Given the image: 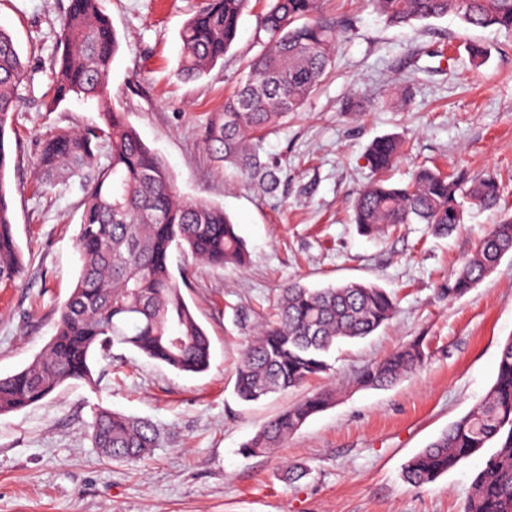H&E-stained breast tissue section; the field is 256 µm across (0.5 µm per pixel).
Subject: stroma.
Wrapping results in <instances>:
<instances>
[{
	"label": "stroma",
	"instance_id": "35a3bbf8",
	"mask_svg": "<svg viewBox=\"0 0 512 512\" xmlns=\"http://www.w3.org/2000/svg\"><path fill=\"white\" fill-rule=\"evenodd\" d=\"M67 3L0 0V27L28 68L6 175L26 267L17 281L0 282L2 377L45 347L80 269V180L49 183L36 168L44 138L100 121L91 101L45 107L56 19ZM200 3L102 0L121 42L109 75L113 108L164 160L182 197L224 208L250 252L242 268L172 258L210 339V367L182 373L116 347L96 358L92 382H67L38 405L0 415V512H462L487 452L421 487L407 483L402 468L485 396L512 338V254L464 296L448 294L452 271L512 211V33L453 16L393 26L366 0H325L324 14L351 26L318 90L263 143L281 165L272 197L224 171L203 142L212 115L266 46L267 2L251 0L222 64L187 81L177 75L179 31ZM474 43L489 52L479 66L468 52ZM392 134L406 148L391 182H406L420 164L454 174L465 188L491 173L501 185L499 208L468 210L445 238L423 224L383 239L359 235L351 214L373 177L366 149ZM294 281L374 283L395 294L397 314L373 335L340 344L329 373L240 403L233 386L242 351ZM418 338L429 353L420 371L387 389L358 385L364 368ZM323 389L335 390L334 403L281 447L241 454L265 422ZM103 408L153 422L158 447L133 464L106 456L91 429ZM292 463L305 464L308 475L289 480Z\"/></svg>",
	"mask_w": 512,
	"mask_h": 512
}]
</instances>
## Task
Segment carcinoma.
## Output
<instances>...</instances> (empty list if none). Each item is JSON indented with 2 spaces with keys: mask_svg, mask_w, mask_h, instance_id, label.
Masks as SVG:
<instances>
[{
  "mask_svg": "<svg viewBox=\"0 0 512 512\" xmlns=\"http://www.w3.org/2000/svg\"><path fill=\"white\" fill-rule=\"evenodd\" d=\"M392 25L453 15L466 26L512 31V0H369ZM250 0H202L180 30L177 74H208L235 43ZM320 0H268L261 28L268 49L254 58L224 109L212 115L204 144L214 161L264 195L280 185V165L264 155L269 131L299 111L330 72L348 24L318 16ZM61 51L51 67L49 108L71 100L95 102L103 124L64 130L45 139L37 166L46 176L65 169L81 181L82 214L76 249L80 271L58 310L44 351L19 372L0 377V415L36 405L69 380L91 382V357L130 347L185 373L209 368L211 344L170 269L173 252L222 267L249 262L245 241L220 206L177 193L166 163L142 140L125 113L112 107L108 75L119 39L101 0H69L59 17ZM27 66L11 34L0 27V282L18 279L24 256L17 243L5 180L11 163L9 121L21 103ZM106 162H99L102 150ZM401 153L396 136L374 140L366 154L378 174ZM458 181L419 166L405 184L378 177L355 198L352 220L360 235L377 239L400 224H429L447 236L465 223ZM471 205L493 207L501 197L492 175L469 189ZM512 254V215L479 242L452 274L448 294L463 296ZM396 313L391 292L364 282L281 289L273 321L244 350L234 392L243 402L299 387L331 370L329 357L343 339L369 336ZM416 340L367 367L359 383L386 388L425 364ZM335 392L318 391L288 407L242 445L248 454L281 445L311 416L333 403ZM95 447L114 461L134 463L158 446L147 420L101 410L92 424ZM495 447L473 479L462 512H512V339L501 348L497 376L481 402L410 458L402 474L422 486L435 482L484 448Z\"/></svg>",
  "mask_w": 512,
  "mask_h": 512,
  "instance_id": "carcinoma-1",
  "label": "carcinoma"
}]
</instances>
